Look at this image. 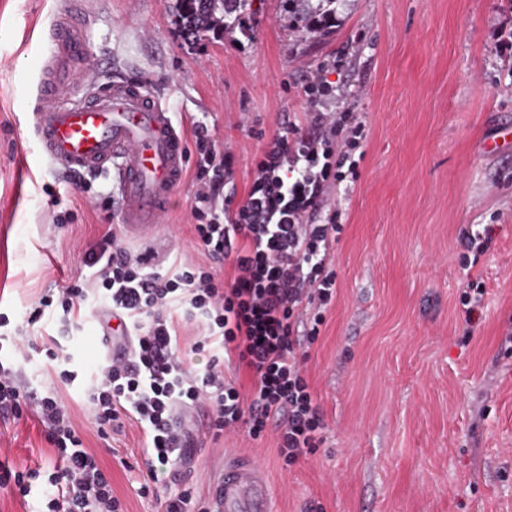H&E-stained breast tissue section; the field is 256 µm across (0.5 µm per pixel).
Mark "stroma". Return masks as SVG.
<instances>
[{
	"label": "stroma",
	"mask_w": 512,
	"mask_h": 512,
	"mask_svg": "<svg viewBox=\"0 0 512 512\" xmlns=\"http://www.w3.org/2000/svg\"><path fill=\"white\" fill-rule=\"evenodd\" d=\"M61 0H0V313L22 321L50 290L92 279L82 255L125 235L110 177L73 183L30 134L34 86ZM82 38L108 58L104 81L139 77L163 98L196 159L206 126L232 160L224 195L243 204L253 159L281 124H304L318 67L329 111L364 126L354 177L332 186L344 230L331 253L336 295L304 363L325 429L288 465L276 430L214 437L195 428L192 461L159 497H140L145 437L134 424L101 440L83 389L102 362L85 317L73 365L44 353H0L38 393L59 388L85 445L110 472L126 512H164L191 489L205 499L220 459L266 470L272 512H512V0H337L327 34L298 28L284 0H248L231 25L196 38L176 0H86ZM198 184L186 174L157 232L130 248L175 250L205 262L189 232ZM70 223L55 225L58 211ZM492 225L490 250L466 263L473 225ZM486 288L475 320L460 296ZM0 452L20 468L55 458L35 418L0 423Z\"/></svg>",
	"instance_id": "stroma-1"
}]
</instances>
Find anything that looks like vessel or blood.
Masks as SVG:
<instances>
[{"instance_id": "obj_1", "label": "vessel or blood", "mask_w": 512, "mask_h": 512, "mask_svg": "<svg viewBox=\"0 0 512 512\" xmlns=\"http://www.w3.org/2000/svg\"><path fill=\"white\" fill-rule=\"evenodd\" d=\"M79 0H67L55 20L34 96L32 133L41 153L70 173L115 170L127 234L154 231L182 181L187 142L173 124L168 106L139 81L100 83L83 62L88 47L79 35L87 16ZM98 334L113 358L130 352L121 320L102 312ZM207 512H271L265 470L248 458L221 464Z\"/></svg>"}]
</instances>
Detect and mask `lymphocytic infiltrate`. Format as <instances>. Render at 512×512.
<instances>
[{"mask_svg":"<svg viewBox=\"0 0 512 512\" xmlns=\"http://www.w3.org/2000/svg\"><path fill=\"white\" fill-rule=\"evenodd\" d=\"M307 89L315 107L307 127L285 123L265 143L239 207L220 193L231 174L229 160L206 126L196 128L193 232L209 265L169 262L152 249L135 253L110 233L83 258L96 270L93 281L32 302L23 324L13 327L0 317V340L15 353L32 347L30 328L44 316L69 329L79 327L88 311L123 317L132 359L92 369L88 397L100 439L128 420L145 436L141 496L164 487L166 473L191 442L190 433L173 424L180 409L209 406L208 430L216 437L241 425L257 436L275 422L278 454L289 463L322 441V410L302 364L336 292L330 260L343 227L335 211H327L322 224L308 217L326 210L327 189L342 180L362 128L343 127L321 111L331 95L323 76H314ZM226 263L232 269L228 279L219 272ZM191 322L197 334L189 344L182 330ZM208 347L217 354L204 371L183 367V350ZM232 354L252 374L248 389L224 378L220 358ZM28 413L35 414L57 461L19 470L0 459V488L24 498L42 481L54 490L47 512H124L109 475L84 447L63 396L55 391L35 397L19 370L0 363V419L16 421Z\"/></svg>","mask_w":512,"mask_h":512,"instance_id":"1","label":"lymphocytic infiltrate"}]
</instances>
